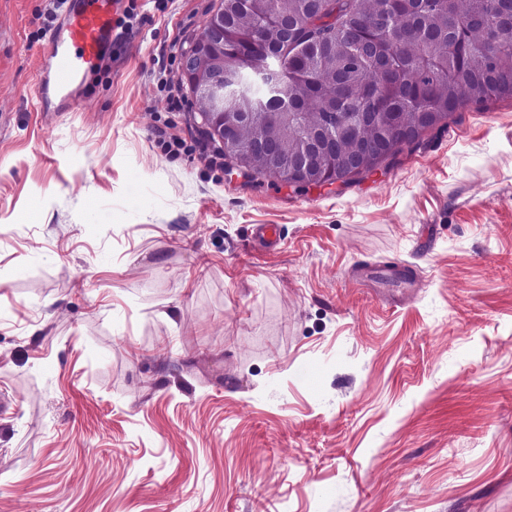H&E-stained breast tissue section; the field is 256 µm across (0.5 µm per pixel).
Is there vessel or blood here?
<instances>
[{
	"label": "vessel or blood",
	"mask_w": 512,
	"mask_h": 512,
	"mask_svg": "<svg viewBox=\"0 0 512 512\" xmlns=\"http://www.w3.org/2000/svg\"><path fill=\"white\" fill-rule=\"evenodd\" d=\"M122 0H63L41 65L43 111L77 110L79 88L100 65L112 43Z\"/></svg>",
	"instance_id": "obj_1"
}]
</instances>
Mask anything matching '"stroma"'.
<instances>
[{"mask_svg": "<svg viewBox=\"0 0 512 512\" xmlns=\"http://www.w3.org/2000/svg\"><path fill=\"white\" fill-rule=\"evenodd\" d=\"M124 2L45 113L59 0H0V512H512V100L341 191L231 178L178 81L214 0Z\"/></svg>", "mask_w": 512, "mask_h": 512, "instance_id": "1", "label": "stroma"}]
</instances>
